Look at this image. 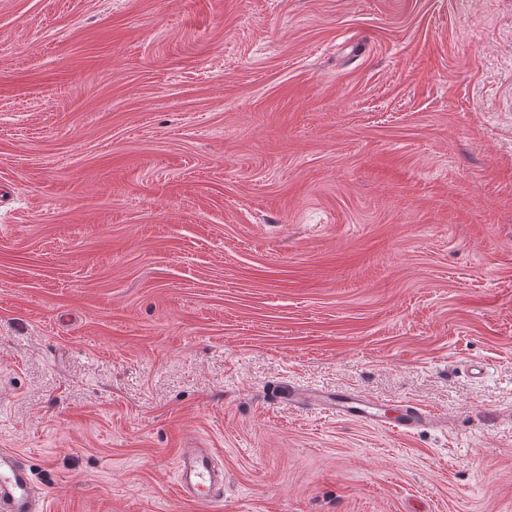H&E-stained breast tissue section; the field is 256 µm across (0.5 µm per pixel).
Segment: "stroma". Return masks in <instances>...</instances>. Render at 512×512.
Returning a JSON list of instances; mask_svg holds the SVG:
<instances>
[{
    "mask_svg": "<svg viewBox=\"0 0 512 512\" xmlns=\"http://www.w3.org/2000/svg\"><path fill=\"white\" fill-rule=\"evenodd\" d=\"M197 445L218 512H512V0H0V448L207 512ZM288 402L321 406L335 412L337 416L348 417L369 424L390 423L400 433H410L427 418L422 409L408 405L391 422H386L383 420L379 402L355 392L330 394L307 389L289 388ZM176 469L177 491L185 501L205 506L219 501L224 472L215 464L210 448H181Z\"/></svg>",
    "mask_w": 512,
    "mask_h": 512,
    "instance_id": "35a3bbf8",
    "label": "stroma"
}]
</instances>
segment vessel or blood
<instances>
[{
  "label": "vessel or blood",
  "mask_w": 512,
  "mask_h": 512,
  "mask_svg": "<svg viewBox=\"0 0 512 512\" xmlns=\"http://www.w3.org/2000/svg\"><path fill=\"white\" fill-rule=\"evenodd\" d=\"M289 402L316 405L369 424L382 423L380 404L355 392L319 393L292 388ZM426 418L416 406H407L392 424L399 432L413 431ZM177 491L185 501L210 505L218 501L224 486V473L215 464L210 449L183 448L176 458ZM0 512H37L36 500L27 466L11 450L0 449Z\"/></svg>",
  "instance_id": "obj_1"
}]
</instances>
